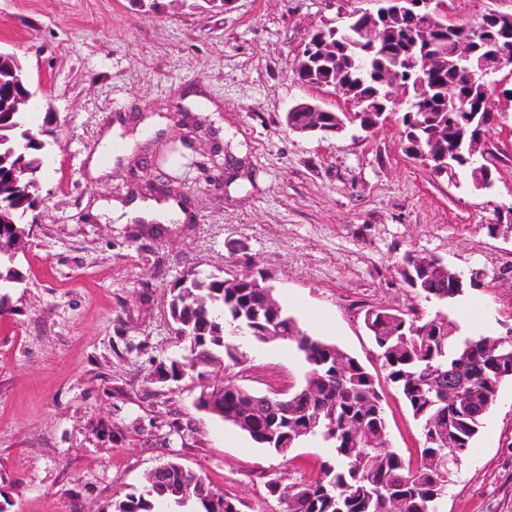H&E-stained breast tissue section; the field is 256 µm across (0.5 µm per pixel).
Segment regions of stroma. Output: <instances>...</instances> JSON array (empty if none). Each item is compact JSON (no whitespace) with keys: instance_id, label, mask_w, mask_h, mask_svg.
<instances>
[{"instance_id":"35a3bbf8","label":"stroma","mask_w":512,"mask_h":512,"mask_svg":"<svg viewBox=\"0 0 512 512\" xmlns=\"http://www.w3.org/2000/svg\"><path fill=\"white\" fill-rule=\"evenodd\" d=\"M370 7L233 0L200 14L143 12L131 0H0V49L42 86L34 123L53 143L15 259L24 280L0 306L5 512H111L169 458L242 501V512H283L269 483L317 477L323 443L282 456L196 405L204 386L227 379L259 393L296 389L306 367L285 342L239 336L222 370L153 380L159 362L190 354L167 315L185 272H262L304 329L379 377L369 308L443 310L474 334L512 333V228L488 231L495 207L512 205V99L492 100L503 119L486 142L500 178L485 194L407 157L399 120L328 139L286 126L301 101L351 111L295 70L316 28ZM111 123L132 149L92 172ZM161 173L179 182L186 214L161 218L158 235L113 217L112 202ZM408 251L486 277L445 308L406 287ZM382 389L390 446L415 457L419 425L390 384ZM442 512H512V381L451 469Z\"/></svg>"}]
</instances>
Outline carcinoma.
<instances>
[{"instance_id":"carcinoma-1","label":"carcinoma","mask_w":512,"mask_h":512,"mask_svg":"<svg viewBox=\"0 0 512 512\" xmlns=\"http://www.w3.org/2000/svg\"><path fill=\"white\" fill-rule=\"evenodd\" d=\"M180 9L224 12L229 0H173ZM329 51H315L301 60L297 77L309 84L341 86V95L355 103L382 99L380 79L392 76L417 93L426 87L422 109L403 108L401 142L409 157L420 152L449 154L444 177L463 174L476 190L494 186L492 163L465 162L462 130L486 133L492 118L464 108L480 99L489 73L490 57L484 39H496L512 56V14H487L474 24L457 25L439 14L407 19L389 16L380 21L382 45L374 52L346 47L324 24ZM441 57V66L426 73L420 54L426 47ZM28 86L27 73L13 53L0 50V289L23 279L14 264L13 243L25 236L24 215L39 198L47 160L45 131L33 129L20 101ZM346 118L360 128L376 125L375 112H318L314 125L332 134L336 121ZM400 274L405 284L425 300L447 304L462 292L454 288L464 274L435 255L408 252ZM263 274L233 273L227 278H202L188 272L171 288L168 315L178 338L189 341L187 361L160 363L162 382H179L195 373L224 367L235 345L225 326L257 341L271 337L287 342L303 357L304 382L288 393L284 404H262V394L231 381L221 383V416L234 413L229 423L259 443L285 456L309 439L331 448L317 478L283 487L269 484L285 512H440L450 470L471 452L501 382L512 380V337L469 335L448 316L424 318L413 309H368L364 324L386 371V379L401 394L419 423L423 446L416 460L406 459L389 446L385 408L378 384L356 358L336 344L302 329L265 284ZM453 377L463 398L448 392ZM166 476L147 484L145 493L112 503V512H157L161 500L189 512H242V502L214 489L202 474L174 459L166 460Z\"/></svg>"}]
</instances>
